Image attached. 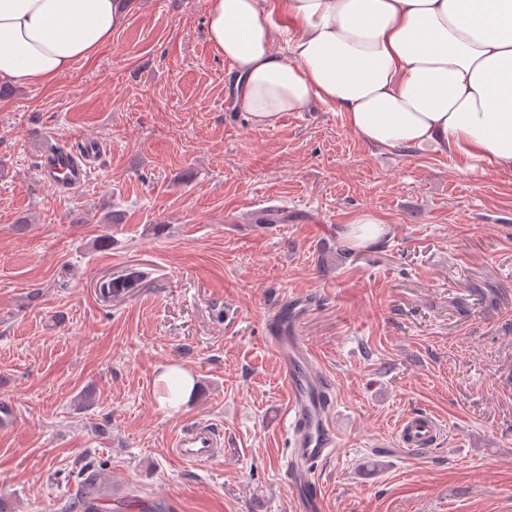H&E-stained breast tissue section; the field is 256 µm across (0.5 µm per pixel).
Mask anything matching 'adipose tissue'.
Masks as SVG:
<instances>
[{"label":"adipose tissue","mask_w":512,"mask_h":512,"mask_svg":"<svg viewBox=\"0 0 512 512\" xmlns=\"http://www.w3.org/2000/svg\"><path fill=\"white\" fill-rule=\"evenodd\" d=\"M205 2L207 42L230 61L235 103L255 124L318 102L373 147L431 144L512 170V0ZM130 8L0 0V85H53L111 44ZM385 232L371 210L337 230L356 247Z\"/></svg>","instance_id":"ef3b65f1"}]
</instances>
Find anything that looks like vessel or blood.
Masks as SVG:
<instances>
[{
  "label": "vessel or blood",
  "instance_id": "vessel-or-blood-1",
  "mask_svg": "<svg viewBox=\"0 0 512 512\" xmlns=\"http://www.w3.org/2000/svg\"><path fill=\"white\" fill-rule=\"evenodd\" d=\"M99 151L100 144L94 140L81 141L74 147L47 145L40 156L41 175L44 181L70 189L83 187L94 170ZM267 330L287 377L286 419L293 438L287 469L292 492L302 512H322V495L314 478V468L330 458L337 446L331 399L309 351L292 335L287 321L275 317L268 322ZM441 433L438 419L428 412L407 415L397 426L400 445L410 449L435 447ZM221 445L218 433L197 426L179 437L175 453L184 461H208L217 456Z\"/></svg>",
  "mask_w": 512,
  "mask_h": 512
}]
</instances>
